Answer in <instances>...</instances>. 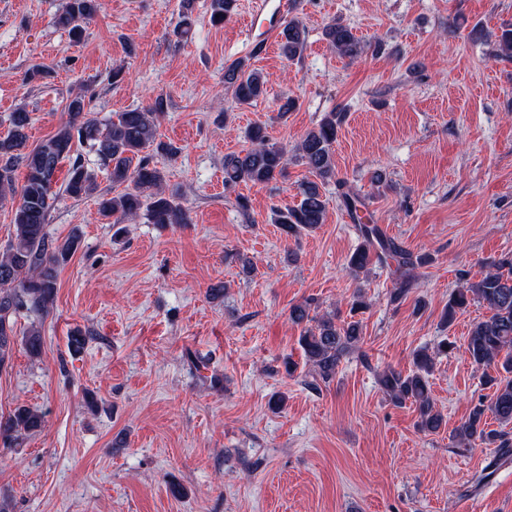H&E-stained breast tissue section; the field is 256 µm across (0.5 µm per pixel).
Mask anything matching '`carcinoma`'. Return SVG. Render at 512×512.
<instances>
[{"instance_id": "obj_1", "label": "carcinoma", "mask_w": 512, "mask_h": 512, "mask_svg": "<svg viewBox=\"0 0 512 512\" xmlns=\"http://www.w3.org/2000/svg\"><path fill=\"white\" fill-rule=\"evenodd\" d=\"M237 0H210L213 24L228 21L236 9ZM98 0H66L55 17V24L81 37L83 24L97 13ZM329 47L341 58L358 59L364 52L360 39L349 26L333 21L324 28ZM307 47L306 31L297 20L288 21L282 30L279 49L289 62L303 58ZM497 55L512 57V25L501 28L497 36ZM224 85L241 105H251L266 96L267 80L264 74L245 60H237L224 67ZM164 111L163 99L144 108L117 112L100 122L86 95L78 92L66 105L67 119L58 130L32 150H27L29 112L23 107L10 114L9 130L0 136V201L12 200L14 233L7 249L0 253V368L9 360L16 341H21L28 354L37 358L43 347L41 333L32 328L17 338L11 317L22 311L40 315L53 306L58 268L79 248L81 237L74 232L59 241L46 230L51 209L58 196L54 190L55 174L59 164L70 162L63 188L68 196L81 199L96 193V177L76 154V146L86 144L96 151L105 166L114 193L99 195L98 212L115 222L133 221L139 217L150 224H186L187 209L175 193H166L163 170L151 164L143 155L145 149L175 157L180 149L157 140V125ZM345 119L343 112H329L314 127L307 130L295 145L294 152L312 174L313 179L297 187L299 202L272 213V222L281 233L297 238L310 233L325 221L327 202L324 186L336 178L333 144ZM252 147L245 153L224 156V184L240 183L269 185L283 176L288 165V146L270 142L267 127L255 124L246 132ZM24 168V183L15 190L14 174ZM352 218L357 221L360 245L349 256L347 268L358 274L376 262L393 269L397 286L391 299L405 297L415 282L414 270L426 264L429 255H413L401 243L383 234L376 224H368L358 211L365 202L356 195H346ZM472 300L483 303L490 311L486 318L475 321L467 336L466 352L471 363L483 369L503 371L498 377L485 376L484 385L492 389L487 400H479L468 417L456 429L459 445L474 447L481 444L499 449L501 456L512 455V437L509 432L488 427L493 418L505 427L512 423V255L489 263V270L478 281L450 294L442 320L451 324L457 314ZM368 307L361 295L352 297L350 320L340 323L335 318L310 317L306 303L290 309L289 318L297 324H306L299 338L306 361L311 365L315 385L328 383L336 376L341 360L355 354L369 363L361 350L360 321L355 316ZM414 369L403 373L390 367L377 372L381 392L396 406L411 403L418 414V426L423 432L436 433L443 425V417L436 409L429 378L434 358L426 351L413 356ZM40 414L24 406L15 408L7 418H0V437L17 440L43 427Z\"/></svg>"}]
</instances>
